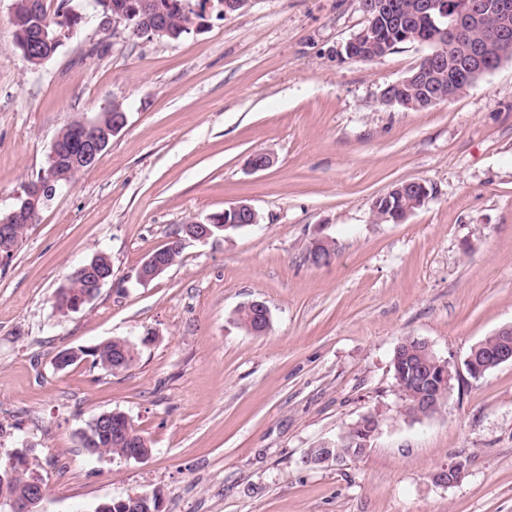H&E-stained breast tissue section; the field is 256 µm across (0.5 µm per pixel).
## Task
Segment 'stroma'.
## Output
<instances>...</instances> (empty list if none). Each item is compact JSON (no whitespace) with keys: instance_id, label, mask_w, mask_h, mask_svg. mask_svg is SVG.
<instances>
[{"instance_id":"obj_1","label":"stroma","mask_w":512,"mask_h":512,"mask_svg":"<svg viewBox=\"0 0 512 512\" xmlns=\"http://www.w3.org/2000/svg\"><path fill=\"white\" fill-rule=\"evenodd\" d=\"M0 0V213L47 164L60 129L124 102L98 164L56 193L0 269V457L27 454L45 512H94L160 490L162 512H512V363L480 378L471 348L512 324V61L423 111L382 103L428 54L339 57L365 24L358 0H255L176 41L103 43L82 23L38 71ZM273 165L250 172L247 158ZM431 194L374 222L395 184ZM238 202L259 223L205 242L149 281L143 261L182 225ZM336 243L311 266L315 238ZM112 278L61 315L56 290L96 252ZM270 311L255 335L237 311ZM425 340L460 372L429 418L405 415L392 356ZM134 344L126 370L66 349ZM121 412L152 451H86L93 417ZM369 448L323 467L307 449L366 413ZM452 487L434 474L456 460Z\"/></svg>"}]
</instances>
